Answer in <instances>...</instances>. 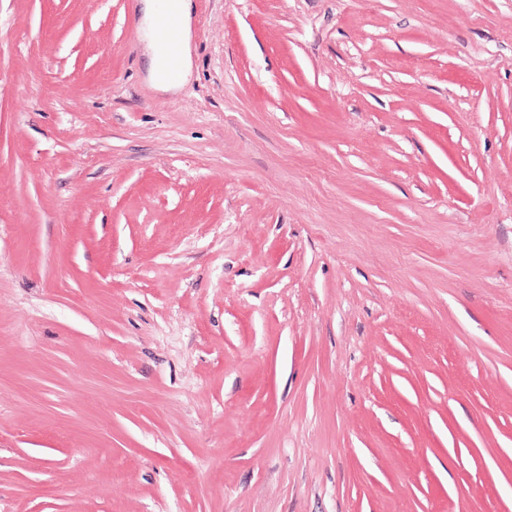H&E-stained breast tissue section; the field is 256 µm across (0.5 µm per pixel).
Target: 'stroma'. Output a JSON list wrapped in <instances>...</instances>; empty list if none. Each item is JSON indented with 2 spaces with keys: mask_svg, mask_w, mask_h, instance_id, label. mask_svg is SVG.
Here are the masks:
<instances>
[{
  "mask_svg": "<svg viewBox=\"0 0 512 512\" xmlns=\"http://www.w3.org/2000/svg\"><path fill=\"white\" fill-rule=\"evenodd\" d=\"M0 0V512H512V0ZM160 1L163 0H152L153 3H144L145 14L153 16L152 23L148 28V36L153 50L151 74L161 90L171 91L182 84L190 66L188 23L191 14V3L188 2L189 0H179L177 4L178 13L173 4H169L162 10L163 6L159 3ZM159 12L155 23L156 33L172 49L176 48L181 37L182 23L180 17L185 22L181 48L175 54L171 53L167 46L159 42L156 37L154 20Z\"/></svg>",
  "mask_w": 512,
  "mask_h": 512,
  "instance_id": "stroma-1",
  "label": "stroma"
}]
</instances>
